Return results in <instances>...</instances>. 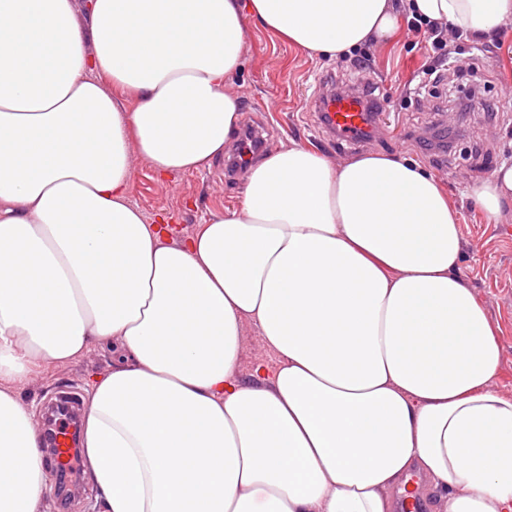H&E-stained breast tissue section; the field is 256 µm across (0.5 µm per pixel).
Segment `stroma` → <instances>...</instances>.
Returning a JSON list of instances; mask_svg holds the SVG:
<instances>
[{
	"label": "stroma",
	"instance_id": "1",
	"mask_svg": "<svg viewBox=\"0 0 512 512\" xmlns=\"http://www.w3.org/2000/svg\"><path fill=\"white\" fill-rule=\"evenodd\" d=\"M458 63L446 71L436 94L439 111L422 112L410 103L405 91L431 59L418 38L400 33L374 50L368 69L356 73L348 58L308 57L257 26H249L242 66L233 78L241 90L242 121L265 125L266 148L294 141L315 147L331 159L372 151L403 155L421 163L436 175L446 177L448 195L462 212L461 232L467 244L461 274L474 288L491 319L500 328L502 360L493 379L500 392L512 396V215L503 214L498 223H488L482 211L467 198L469 187L485 179L502 163H512V102L499 112H450L449 100L460 90L478 83L488 99H496L503 84H512V35L493 43L474 45L457 40L451 45ZM351 83L359 78L374 79L387 99V113L376 126L372 140L362 147L340 145L322 133L309 107L321 90L320 78L328 73ZM451 125V152L423 154L417 137L429 135L436 126ZM243 176H224L223 160L187 173L159 179L151 166L138 164L133 171L131 204L145 220L162 212L172 214L177 225L192 231L207 223L212 213L237 208L243 199ZM117 355L111 345L95 346L88 354L67 364L40 361L31 374L42 380L41 387L20 388L19 396L30 415H38L55 393L77 389L85 392L92 375L111 369Z\"/></svg>",
	"mask_w": 512,
	"mask_h": 512
}]
</instances>
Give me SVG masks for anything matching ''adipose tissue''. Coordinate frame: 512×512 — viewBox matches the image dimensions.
Instances as JSON below:
<instances>
[{
  "mask_svg": "<svg viewBox=\"0 0 512 512\" xmlns=\"http://www.w3.org/2000/svg\"><path fill=\"white\" fill-rule=\"evenodd\" d=\"M492 42L512 0H0V512H41L15 383L100 343L82 446L99 512H512L498 328L460 273L443 178L294 142L240 207L174 238L129 202L223 156L247 21L314 57L387 43L402 12ZM512 212V164L469 189ZM258 332L275 357L249 376Z\"/></svg>",
  "mask_w": 512,
  "mask_h": 512,
  "instance_id": "1",
  "label": "adipose tissue"
}]
</instances>
